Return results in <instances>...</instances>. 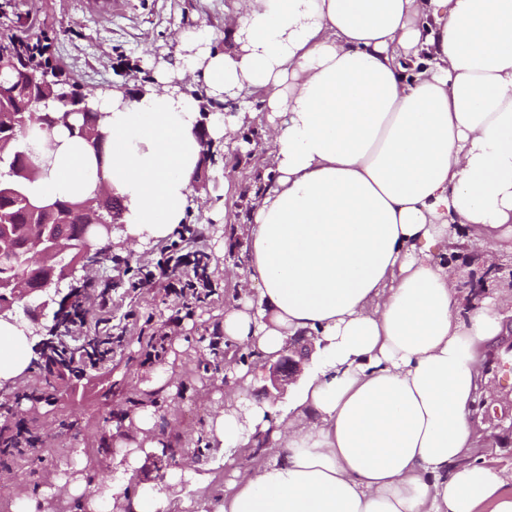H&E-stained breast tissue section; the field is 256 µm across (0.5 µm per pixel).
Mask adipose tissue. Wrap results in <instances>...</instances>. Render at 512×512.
Wrapping results in <instances>:
<instances>
[{
    "label": "adipose tissue",
    "instance_id": "obj_1",
    "mask_svg": "<svg viewBox=\"0 0 512 512\" xmlns=\"http://www.w3.org/2000/svg\"><path fill=\"white\" fill-rule=\"evenodd\" d=\"M232 46L180 33L182 53L135 98L97 97L110 113L104 153L52 132L58 147L35 196L83 199L98 182L123 197L131 240L166 238L192 200L203 151L200 83L217 99L259 90L270 178L245 226L240 298L224 310L233 364L207 440L230 476L214 512H512L495 467L470 461L480 350L512 297L461 317L445 258L454 225L472 241L512 239V0H236ZM313 337V368L286 401L244 404L261 362L289 337ZM29 341L0 322V379L20 377ZM129 434L106 490L60 475L26 512L79 499L81 512H170L173 487L213 479L186 462L163 486L129 492L164 456L153 407ZM259 449L238 467L239 449Z\"/></svg>",
    "mask_w": 512,
    "mask_h": 512
}]
</instances>
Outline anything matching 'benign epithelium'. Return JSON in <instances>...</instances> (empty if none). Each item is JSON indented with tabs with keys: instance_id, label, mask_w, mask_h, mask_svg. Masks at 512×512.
<instances>
[{
	"instance_id": "7a95c632",
	"label": "benign epithelium",
	"mask_w": 512,
	"mask_h": 512,
	"mask_svg": "<svg viewBox=\"0 0 512 512\" xmlns=\"http://www.w3.org/2000/svg\"><path fill=\"white\" fill-rule=\"evenodd\" d=\"M44 70L46 74L57 75L58 84L61 85L58 98L70 105L73 113L89 112L88 97L81 91L70 88L68 79L60 71L53 70L52 64L25 59L18 61L0 54V86H4L3 76L9 75L13 79L12 88L5 95H0V113L13 111L12 101L15 89L24 88V93L39 112L37 123L39 128L50 130L63 124L67 118H56L53 113L58 111L56 99L45 97L39 93L41 85L34 80V71ZM112 212V221L105 220V214ZM125 205L117 203V196L110 195L104 185H99L93 195L82 204L86 232L95 235L107 247H112L113 230L123 227L121 218ZM33 246L23 255L24 265L30 267L36 263L43 268L36 286L28 285L26 280L18 276L12 283L15 302L33 298L36 304L25 306V318L15 316L14 302L0 304V321L10 323L28 336L33 338L42 335L41 319L44 312L54 306L63 307L73 298L72 282L78 269L91 271L99 263V250L84 247L80 255L67 260V255L74 249L66 239L52 233L47 224H33L30 229ZM314 352L313 338L310 336H292L283 348L277 360L267 361L262 367L261 386L256 394L261 400H276L281 398L287 388L297 383L302 376L305 365L310 362ZM185 452L180 448H171L166 457L154 460L156 468L160 471L181 465Z\"/></svg>"
}]
</instances>
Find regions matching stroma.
<instances>
[{"label":"stroma","instance_id":"1","mask_svg":"<svg viewBox=\"0 0 512 512\" xmlns=\"http://www.w3.org/2000/svg\"><path fill=\"white\" fill-rule=\"evenodd\" d=\"M235 0H0V35L40 39L53 65L62 69L80 91L99 92L110 87L138 94L154 82L158 68L174 65L180 51L179 35L202 28L216 49H224L226 23ZM29 15L25 29L10 28L13 14ZM232 111L254 112L244 135L247 150L208 144L207 154L192 183L193 206L185 227L197 228L202 237L186 249L202 255L204 273L212 291L188 315L177 316L168 289L177 279L193 274L194 265L160 277L152 287L134 291L115 270L117 260L134 266H155L166 240L134 248L116 247L92 275L109 292L110 304L99 309L85 301L87 314L78 330L80 341L95 336H121L122 343L95 372L74 383L45 379L33 362L39 349H31L21 385H0V405L25 416L41 442L34 452L15 456L0 467V486L22 480L32 494H39L61 470L52 458L61 446L84 449L82 473L88 483L101 484L108 474V459L116 455L128 435L123 417L143 405L155 408V435L164 442L181 444L200 463L215 460L206 439L209 417L224 406V369L214 363L209 340L214 326L224 320V309L239 297L238 286L226 274L225 262L244 260V218L265 186L269 144L261 96L247 93L236 99ZM448 255L450 270L460 285V314L468 316L484 299L512 290L507 279L484 277L487 249L466 240L464 227ZM179 326H171L172 318ZM490 352L494 364L482 370L485 390L477 394L470 419L479 432L474 457L512 477V317ZM170 332L162 364L145 363L152 334ZM166 367L176 388L173 398H159L148 384L159 367ZM49 389L51 397L38 404L17 402L19 391Z\"/></svg>","mask_w":512,"mask_h":512}]
</instances>
